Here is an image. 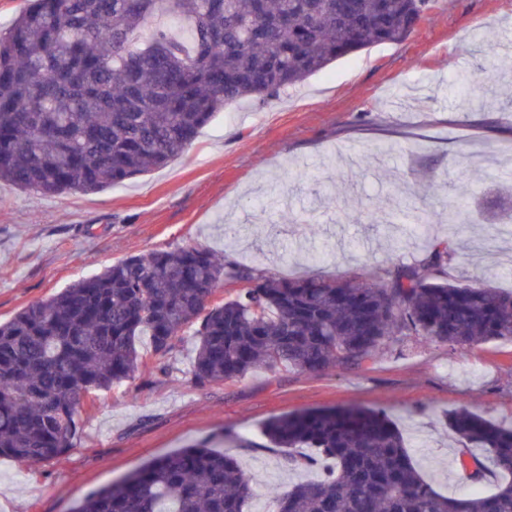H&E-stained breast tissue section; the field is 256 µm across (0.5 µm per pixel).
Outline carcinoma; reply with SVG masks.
Here are the masks:
<instances>
[{"instance_id":"obj_1","label":"carcinoma","mask_w":512,"mask_h":512,"mask_svg":"<svg viewBox=\"0 0 512 512\" xmlns=\"http://www.w3.org/2000/svg\"><path fill=\"white\" fill-rule=\"evenodd\" d=\"M432 0H27L0 35V181L47 195L90 192L168 164L224 107L286 91L374 44L407 39ZM149 39H141L146 27ZM451 239L410 264L365 277L299 279L224 267L197 245L131 256L0 323V456L65 454L97 393L168 372L194 328L198 387L250 372H321L374 361L395 336L461 351L512 341V293L460 283ZM243 283L211 303L216 286ZM147 336L150 356L136 339ZM449 425L484 449L472 481L448 496L414 464L385 413L302 410L264 434L331 462L319 480L269 492L268 512H512V426L465 407ZM252 480L209 442L162 455L84 497L75 512H250Z\"/></svg>"}]
</instances>
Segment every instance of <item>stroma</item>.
Here are the masks:
<instances>
[{
	"instance_id": "1",
	"label": "stroma",
	"mask_w": 512,
	"mask_h": 512,
	"mask_svg": "<svg viewBox=\"0 0 512 512\" xmlns=\"http://www.w3.org/2000/svg\"><path fill=\"white\" fill-rule=\"evenodd\" d=\"M512 61V0H434L408 39L337 61L300 87L225 107L187 153L95 193L45 195L0 182V322L97 272L156 250L198 245L230 268L280 278H348L421 257L455 237L450 276L512 290V238L489 223L507 210L497 186L512 168V70L487 72L486 47ZM481 80L469 104L461 78ZM472 195L473 222L450 234L425 189ZM382 210L385 224L349 222ZM427 210L429 221L412 215ZM184 332L168 374L136 375L77 415L79 438L53 463L0 457V512H72L87 494L155 457L223 436L253 479L252 512L267 489L311 480L329 464L283 465L262 433L305 409L384 410L426 479L467 491L448 417L467 407L512 425V341L462 352L404 336L374 363L320 373L258 370L206 387L190 380Z\"/></svg>"
}]
</instances>
